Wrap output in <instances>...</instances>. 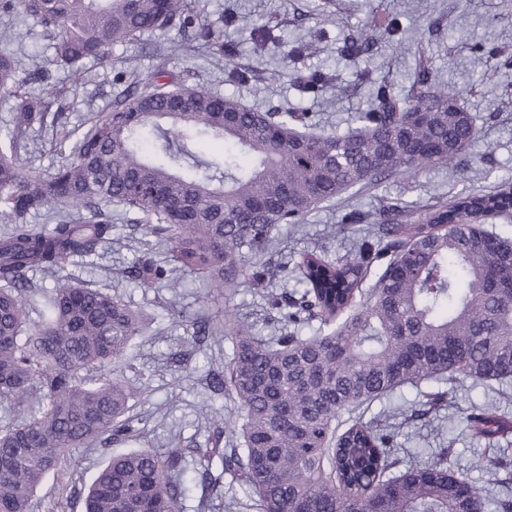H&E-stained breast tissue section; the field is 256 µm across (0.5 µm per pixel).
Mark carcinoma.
Masks as SVG:
<instances>
[{
	"mask_svg": "<svg viewBox=\"0 0 512 512\" xmlns=\"http://www.w3.org/2000/svg\"><path fill=\"white\" fill-rule=\"evenodd\" d=\"M41 27L54 61L74 76L106 47L135 41L178 22L195 25L189 0H0ZM214 54L221 35L196 32ZM0 31V89L14 99L13 136L0 147V217L13 224L0 239V403L22 413L0 429V512H29L51 473L78 463L98 442L140 435L130 414L137 389L102 370L126 359L147 324L145 311L120 297L58 281L42 320L28 323L22 293L28 273L52 275L74 257H89L111 240L112 206L142 215L145 235L163 258L141 260L147 285L175 283L169 270L190 273L213 289L257 285L288 272L305 285L298 299L270 291L267 316L281 324L269 338L230 311L234 347L218 390L238 414L224 429L239 447H220L223 429L200 451L207 460L210 502L223 482L209 465L257 497L260 512H484L482 489L436 460L394 474L392 436L352 416L358 408L422 381L439 409L466 379L512 385V239L485 228L512 221V180L488 192L461 193L421 208L395 200L342 255L305 250L293 267L263 259L278 246L280 226L303 222L315 206L398 174L458 166L479 139L463 92L440 87L426 65L408 93L379 88L377 105L357 112L345 132L300 131L303 118L260 112L219 94L160 82L157 70L72 142L69 159L22 175L14 152L43 127L44 100L20 78L19 61ZM368 37L348 34L344 53H366ZM203 137L231 141L251 156L222 161L193 152ZM50 207L54 227L38 231L28 217ZM406 217L383 223V217ZM319 323L318 334L300 330ZM347 419H342L343 414ZM471 435L492 450L486 482L512 464V416L475 406ZM181 455L141 448L112 457L99 471L83 512H177Z\"/></svg>",
	"mask_w": 512,
	"mask_h": 512,
	"instance_id": "cac0c4a2",
	"label": "carcinoma"
}]
</instances>
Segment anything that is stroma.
I'll use <instances>...</instances> for the list:
<instances>
[{
    "label": "stroma",
    "mask_w": 512,
    "mask_h": 512,
    "mask_svg": "<svg viewBox=\"0 0 512 512\" xmlns=\"http://www.w3.org/2000/svg\"><path fill=\"white\" fill-rule=\"evenodd\" d=\"M192 5L202 22L220 29L235 62L249 71V80H231L224 58L210 54L193 32L175 27L139 42L112 44L104 59L87 62L78 80L57 68L32 19L0 13V29L12 35L10 48L30 90L43 97L50 112L64 113L70 130L83 129L92 113L110 111L130 83L159 68L173 84L232 96L263 112L308 113L315 129L326 132L344 130L354 113L369 111L378 88L408 90L423 61L440 84L464 91V105L476 118L480 138L461 169L394 176L319 204L298 229L282 228L280 250L272 257L276 264L307 248L339 250L336 226L350 211L374 216L393 198L432 205L512 178V0H192ZM263 23L271 30L264 44L255 39V29ZM363 31L371 41L368 53L342 56L343 37ZM306 42L311 50H303ZM477 45L496 50L501 65L490 68L478 62L472 53ZM318 71L327 75V83L305 92V81ZM56 130V125L44 126L35 132L34 144L19 149L23 172L57 164ZM137 223L133 214L119 220L101 257H76L56 276L36 275L25 294L29 315L38 319L60 278L90 282L146 309L153 317L151 331L140 338L133 366L124 372L141 390L133 408L144 429L138 445L178 448L191 460L206 447L214 421L237 414L234 400L211 384L224 370L232 338L219 336L199 344L178 328V321L216 325L229 310L253 323L263 336L274 335L278 326L263 321L264 301L257 286L208 293L191 275L173 288L149 287L121 276V269L135 265L147 251ZM435 388L432 382L408 384L359 413L363 421L395 432L402 445L401 465L430 459L432 448L444 445L452 450L449 462L470 482L485 486L483 445L466 431L464 418L474 405L493 404L512 412V396L469 379L459 384L454 405L404 419V412L424 403ZM129 449V444L112 442L86 449L79 466L45 478L30 512H82L83 496L99 468L110 456Z\"/></svg>",
    "instance_id": "obj_1"
}]
</instances>
